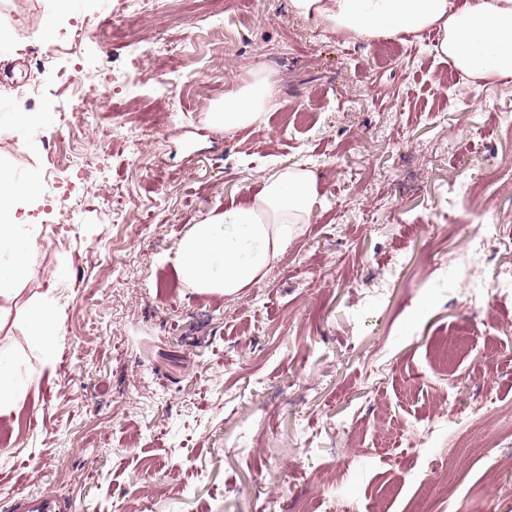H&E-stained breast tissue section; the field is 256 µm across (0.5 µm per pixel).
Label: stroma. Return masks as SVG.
I'll list each match as a JSON object with an SVG mask.
<instances>
[{
  "mask_svg": "<svg viewBox=\"0 0 512 512\" xmlns=\"http://www.w3.org/2000/svg\"><path fill=\"white\" fill-rule=\"evenodd\" d=\"M117 6L69 0L48 37L45 0H0V116H49L0 129V165L42 179L18 213L42 249L0 313V348L39 377L17 424L0 419V512H512V288L482 310L430 266L488 224L506 231L482 279L512 262V80L449 83L432 32L342 39L289 0H161L120 26ZM86 15L98 28L78 57L53 53ZM75 60L114 83L71 141L67 94L16 93ZM260 68L280 102L267 128L210 127ZM56 147L71 164L51 174ZM293 162L319 174L320 216L265 277L231 297L178 283L190 225ZM46 292L51 369L24 325ZM466 332L443 371L436 347Z\"/></svg>",
  "mask_w": 512,
  "mask_h": 512,
  "instance_id": "obj_1",
  "label": "stroma"
}]
</instances>
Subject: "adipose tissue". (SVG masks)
<instances>
[{"label": "adipose tissue", "instance_id": "adipose-tissue-1", "mask_svg": "<svg viewBox=\"0 0 512 512\" xmlns=\"http://www.w3.org/2000/svg\"><path fill=\"white\" fill-rule=\"evenodd\" d=\"M293 11L337 36L374 43L437 30L434 49L457 72L472 79L512 77V0H290ZM276 101L275 84L264 71L232 87L205 114L217 129H262ZM41 195L40 177L18 178L0 166V301L10 302L35 265L38 236L17 212ZM320 182L313 169L283 165L264 175L246 200L192 225L174 249L179 282L200 293L232 296L260 280L308 224L318 217ZM30 345L43 367H53L51 338L57 308L49 294L34 299L25 319ZM16 356L0 352V416L9 417L34 383L21 376Z\"/></svg>", "mask_w": 512, "mask_h": 512}]
</instances>
